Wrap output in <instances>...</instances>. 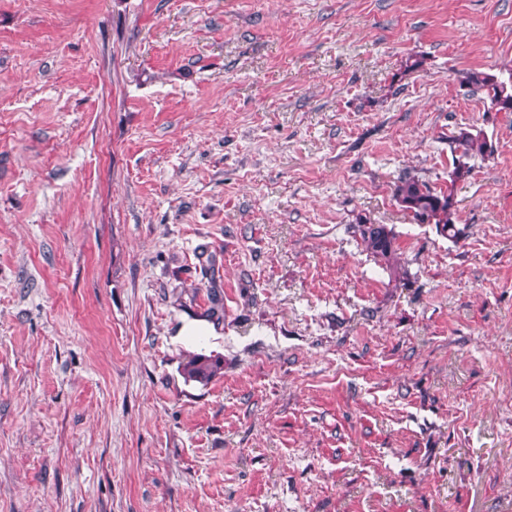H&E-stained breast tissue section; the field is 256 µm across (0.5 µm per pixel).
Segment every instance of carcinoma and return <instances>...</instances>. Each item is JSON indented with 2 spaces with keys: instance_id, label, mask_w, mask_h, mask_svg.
I'll list each match as a JSON object with an SVG mask.
<instances>
[{
  "instance_id": "obj_1",
  "label": "carcinoma",
  "mask_w": 512,
  "mask_h": 512,
  "mask_svg": "<svg viewBox=\"0 0 512 512\" xmlns=\"http://www.w3.org/2000/svg\"><path fill=\"white\" fill-rule=\"evenodd\" d=\"M464 83L474 93H483L491 108L497 112H512V76L507 80L480 71L465 76ZM452 152L460 153L453 162L448 188L436 190L429 183L407 172L394 182L392 196L397 205L410 214L418 224H434L437 230L452 240H458L461 230L456 226L457 200L454 187L472 173L469 160L489 158L495 146L483 132L474 133L467 127L459 128L448 137ZM357 232L366 249L374 258L389 266L393 274L400 275L401 264L395 248V235L386 224H376L366 217L357 222ZM210 307L207 317L216 325L224 320V304L218 289L208 290ZM223 370V364L206 356H197L187 361L182 374L189 381L206 383Z\"/></svg>"
}]
</instances>
